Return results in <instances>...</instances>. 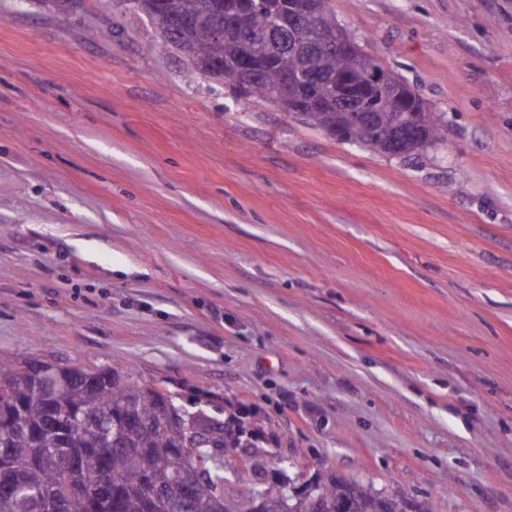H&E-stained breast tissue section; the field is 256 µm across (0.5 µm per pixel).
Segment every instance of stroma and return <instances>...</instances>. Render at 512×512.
<instances>
[{
  "mask_svg": "<svg viewBox=\"0 0 512 512\" xmlns=\"http://www.w3.org/2000/svg\"><path fill=\"white\" fill-rule=\"evenodd\" d=\"M330 5L446 143L237 98L123 0H0V356L249 409L229 499L333 475L512 512V0Z\"/></svg>",
  "mask_w": 512,
  "mask_h": 512,
  "instance_id": "35a3bbf8",
  "label": "stroma"
}]
</instances>
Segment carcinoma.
Masks as SVG:
<instances>
[{"mask_svg":"<svg viewBox=\"0 0 512 512\" xmlns=\"http://www.w3.org/2000/svg\"><path fill=\"white\" fill-rule=\"evenodd\" d=\"M283 2L263 0L249 26L231 39L216 34L224 20V0H165L162 14L148 20L163 32L162 46L187 48L215 66L232 90L273 104L286 76L298 95L306 92L302 76L310 71L345 73L354 81L380 73L385 84L358 102L361 116L356 119L347 112L295 115L342 142L384 154L389 142L400 138L409 156L446 140L447 129L410 85L361 47L354 55L296 48L295 39L309 38L313 28L307 25L295 35L275 26ZM252 51H268L273 61L245 89L240 63ZM20 368L0 358V417L11 428L10 434L0 435V487L16 479L14 494L0 497V512H78L75 501L81 496L94 512H252L251 494L233 508L227 504L223 461L207 462L201 479L183 464L185 453L227 447L224 425L194 414L203 437L195 443L183 428L163 422L164 402L153 389L122 381L111 369L62 366L67 392L38 398L19 379ZM142 422L154 428L147 430ZM108 472L112 489L102 498L98 477ZM317 487L324 503H342L343 512H380L374 490L358 482L325 478Z\"/></svg>","mask_w":512,"mask_h":512,"instance_id":"cac0c4a2","label":"carcinoma"}]
</instances>
